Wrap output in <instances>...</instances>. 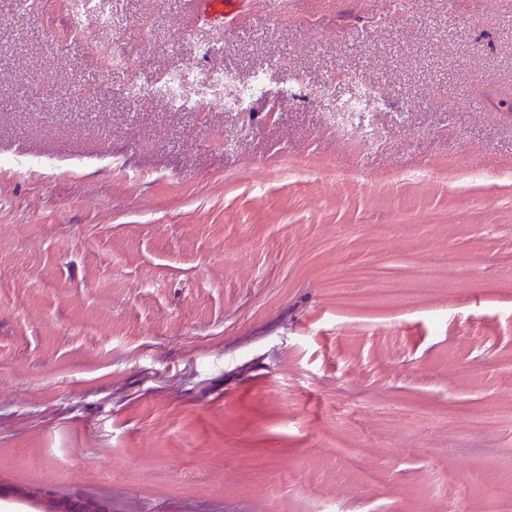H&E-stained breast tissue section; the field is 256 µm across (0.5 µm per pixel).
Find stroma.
Here are the masks:
<instances>
[{"label":"stroma","mask_w":512,"mask_h":512,"mask_svg":"<svg viewBox=\"0 0 512 512\" xmlns=\"http://www.w3.org/2000/svg\"><path fill=\"white\" fill-rule=\"evenodd\" d=\"M405 2L244 0L215 27L111 0L80 29L79 0L0 7L1 484L112 512H498L512 0ZM176 75L183 109L158 95ZM366 93L368 141L345 112ZM442 254L402 297L355 295ZM481 407L498 428L470 429Z\"/></svg>","instance_id":"1"}]
</instances>
